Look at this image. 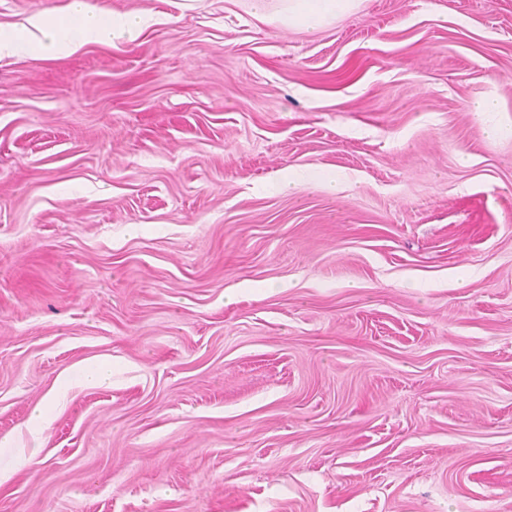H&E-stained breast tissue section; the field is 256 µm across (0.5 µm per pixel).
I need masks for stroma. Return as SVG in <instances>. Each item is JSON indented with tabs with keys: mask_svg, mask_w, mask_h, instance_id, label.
Listing matches in <instances>:
<instances>
[{
	"mask_svg": "<svg viewBox=\"0 0 512 512\" xmlns=\"http://www.w3.org/2000/svg\"><path fill=\"white\" fill-rule=\"evenodd\" d=\"M90 2L0 60V512H512V0ZM78 27H72L74 20ZM150 19L139 13L115 15L85 0H70L65 16L41 15L33 26L39 33V42L46 58L68 55L79 44L136 43ZM253 15L261 22L288 29L315 30L357 11L365 0H251ZM268 2H278L273 6Z\"/></svg>",
	"mask_w": 512,
	"mask_h": 512,
	"instance_id": "stroma-1",
	"label": "stroma"
}]
</instances>
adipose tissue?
Listing matches in <instances>:
<instances>
[{
	"mask_svg": "<svg viewBox=\"0 0 512 512\" xmlns=\"http://www.w3.org/2000/svg\"><path fill=\"white\" fill-rule=\"evenodd\" d=\"M364 0H253V15L262 22L302 31L315 30L357 11ZM149 23L139 13L115 15L89 4L69 0L65 16L54 14L35 18L42 53L48 58L68 55L81 43H136Z\"/></svg>",
	"mask_w": 512,
	"mask_h": 512,
	"instance_id": "1",
	"label": "adipose tissue"
}]
</instances>
